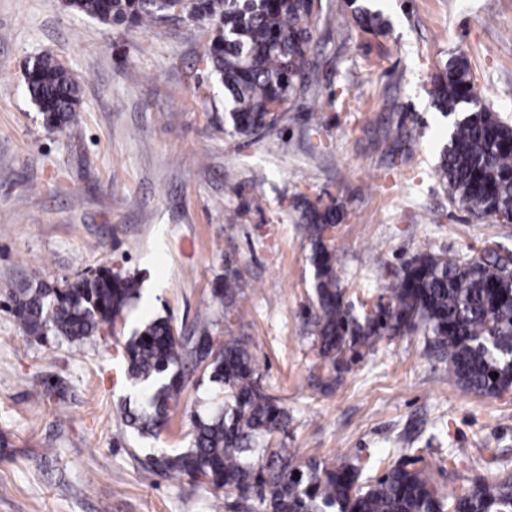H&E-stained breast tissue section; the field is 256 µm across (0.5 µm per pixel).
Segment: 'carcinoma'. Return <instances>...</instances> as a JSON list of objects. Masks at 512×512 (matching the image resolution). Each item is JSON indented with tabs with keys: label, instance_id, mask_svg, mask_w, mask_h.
Here are the masks:
<instances>
[{
	"label": "carcinoma",
	"instance_id": "obj_1",
	"mask_svg": "<svg viewBox=\"0 0 512 512\" xmlns=\"http://www.w3.org/2000/svg\"><path fill=\"white\" fill-rule=\"evenodd\" d=\"M73 10L104 23L149 27L175 13L174 0H66ZM349 20L381 32L386 21L368 0H347ZM180 13L213 21L215 36L204 59L224 86L226 120L233 133L272 129L307 90L311 0H181ZM26 91L46 128L77 125L78 84L62 65L45 56L25 73ZM475 83L463 56L448 60L432 84V102L443 114H460L439 154L436 176L448 199L475 219L512 211V125L485 106H472ZM300 223L310 244L313 267L314 343L328 367L321 386L330 389L347 361L379 343L422 329L428 348L448 363V379L480 396L512 389V254L486 245L458 259L415 254L384 284L387 303L359 312L344 302L336 275V254L326 234L340 222L336 206L303 201ZM236 275L213 289L224 323L232 324ZM141 283L131 275L99 269L52 287L43 281L11 288V313L26 335L49 334L80 345L113 328L139 300ZM211 314L198 316L177 339L166 317L134 330L123 346L127 374L138 388L136 402L123 401L126 425L143 438L158 437L169 411L188 387L209 381L202 408L190 411L186 448L152 458L161 473L186 475L224 492L225 507L253 502L257 512H512V472L461 496L438 492L425 472L406 457L382 474L357 462L328 465L299 460L285 446L288 410L263 384L256 359L240 339L212 344Z\"/></svg>",
	"mask_w": 512,
	"mask_h": 512
}]
</instances>
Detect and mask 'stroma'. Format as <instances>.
<instances>
[{
    "mask_svg": "<svg viewBox=\"0 0 512 512\" xmlns=\"http://www.w3.org/2000/svg\"><path fill=\"white\" fill-rule=\"evenodd\" d=\"M319 3L308 90L272 130L239 136L203 58L209 22L133 28L65 0H0V512H212L215 490L150 462L187 446L190 400L160 439L125 426L117 404L134 387L118 339L148 316L188 328L227 273L238 312L229 329L214 313L212 334L255 355L301 460L388 463L415 448L446 495L512 467V390L449 381L421 334L380 343L334 390L312 386L313 268L294 207L341 205L326 242L348 299L371 306L418 252L457 255L491 235L512 249V224L449 202L435 167L454 119L430 96L461 53L483 104L512 122V0H373L388 21L376 34L338 26L345 0ZM46 55L78 82V127L46 129L27 95L25 68ZM102 266L142 285L114 334L39 341L11 316L12 283Z\"/></svg>",
    "mask_w": 512,
    "mask_h": 512,
    "instance_id": "35a3bbf8",
    "label": "stroma"
}]
</instances>
